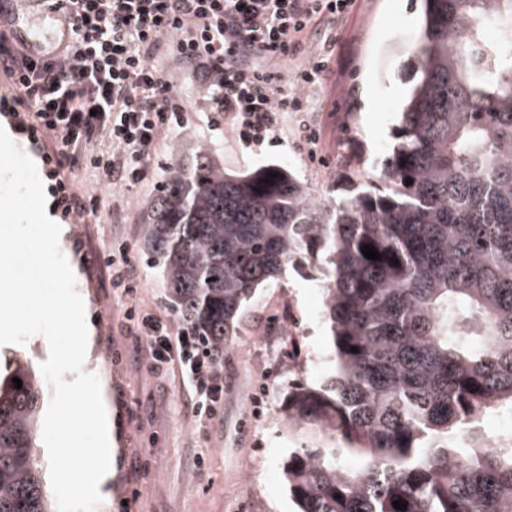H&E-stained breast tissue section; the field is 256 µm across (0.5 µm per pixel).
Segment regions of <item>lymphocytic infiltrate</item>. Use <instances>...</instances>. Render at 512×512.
<instances>
[{"instance_id": "f902f5d3", "label": "lymphocytic infiltrate", "mask_w": 512, "mask_h": 512, "mask_svg": "<svg viewBox=\"0 0 512 512\" xmlns=\"http://www.w3.org/2000/svg\"><path fill=\"white\" fill-rule=\"evenodd\" d=\"M355 0H63L76 24L61 50L33 55L12 29L0 27V75L11 87L0 112L38 149L52 209L86 218L98 198L84 195L75 173L91 169L134 188L149 182L148 160L182 108L170 72L152 64L159 50L199 71L212 111L228 115L245 145L263 144L282 113L301 112L326 73L325 53H310V32L325 44ZM308 53L292 75L259 69L255 57L290 61ZM107 149H99V142ZM156 370H177L197 420L224 408V372L207 344L170 320L133 305L124 312Z\"/></svg>"}]
</instances>
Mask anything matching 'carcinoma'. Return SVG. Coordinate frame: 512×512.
Here are the masks:
<instances>
[{
    "label": "carcinoma",
    "instance_id": "obj_1",
    "mask_svg": "<svg viewBox=\"0 0 512 512\" xmlns=\"http://www.w3.org/2000/svg\"><path fill=\"white\" fill-rule=\"evenodd\" d=\"M418 43L376 183L322 201L281 165L229 175L200 145L144 204L143 248L219 365L261 284L318 270L333 373L284 399L312 441L284 466L298 512H512V431L483 425L512 414V0H423ZM42 402L29 359L0 371V512H57Z\"/></svg>",
    "mask_w": 512,
    "mask_h": 512
}]
</instances>
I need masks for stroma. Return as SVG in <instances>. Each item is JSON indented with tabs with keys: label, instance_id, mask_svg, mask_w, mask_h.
<instances>
[{
	"label": "stroma",
	"instance_id": "stroma-1",
	"mask_svg": "<svg viewBox=\"0 0 512 512\" xmlns=\"http://www.w3.org/2000/svg\"><path fill=\"white\" fill-rule=\"evenodd\" d=\"M419 0H355L328 50L321 86L308 109L285 113L270 139L247 147L230 124H215L203 94V78L165 53L155 66L170 71L183 105V120L165 131L150 158L154 178L129 189L79 172L80 190L99 198L83 222H64L59 241L76 277L88 325L83 369L101 378L111 433V465L96 512H293L283 480L288 451L303 439L288 428L283 400L292 380L288 366L312 383L327 376L319 357L330 348L318 285L288 270L261 286L249 316L224 352V414L198 427L176 371L155 372L143 342L125 324L127 299L116 297L103 261L116 240H125L137 277V301L167 318L175 312L163 280L142 246L143 203L178 158V146L207 144L224 170L242 174L276 163L292 170L319 198L340 197L346 178L369 180L356 156L382 158L394 144L404 87L399 70L418 47ZM311 123L317 145L301 141ZM265 389L263 407L253 395ZM209 455L197 470V452Z\"/></svg>",
	"mask_w": 512,
	"mask_h": 512
}]
</instances>
